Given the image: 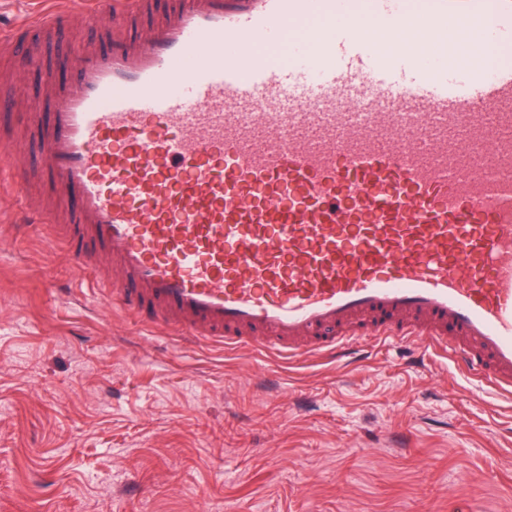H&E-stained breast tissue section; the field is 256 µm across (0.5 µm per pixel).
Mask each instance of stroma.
Listing matches in <instances>:
<instances>
[{
    "label": "stroma",
    "instance_id": "stroma-1",
    "mask_svg": "<svg viewBox=\"0 0 512 512\" xmlns=\"http://www.w3.org/2000/svg\"><path fill=\"white\" fill-rule=\"evenodd\" d=\"M45 42L46 62L107 51ZM17 165H40L46 79L0 61ZM0 177V512H512V399L438 355L186 341L114 306L112 265H79L22 224Z\"/></svg>",
    "mask_w": 512,
    "mask_h": 512
}]
</instances>
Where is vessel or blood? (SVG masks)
Listing matches in <instances>:
<instances>
[{
  "instance_id": "b4317fda",
  "label": "vessel or blood",
  "mask_w": 512,
  "mask_h": 512,
  "mask_svg": "<svg viewBox=\"0 0 512 512\" xmlns=\"http://www.w3.org/2000/svg\"><path fill=\"white\" fill-rule=\"evenodd\" d=\"M90 6L149 24L51 87L42 161L74 206L22 221L179 333L285 358L415 342L512 396V0ZM25 28L0 52L42 66Z\"/></svg>"
}]
</instances>
